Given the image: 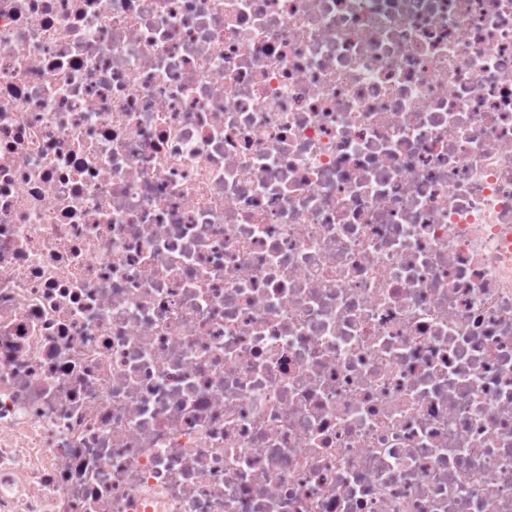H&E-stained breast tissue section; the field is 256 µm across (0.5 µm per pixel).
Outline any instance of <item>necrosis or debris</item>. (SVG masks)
I'll list each match as a JSON object with an SVG mask.
<instances>
[{"label": "necrosis or debris", "instance_id": "4bbe7bcc", "mask_svg": "<svg viewBox=\"0 0 512 512\" xmlns=\"http://www.w3.org/2000/svg\"><path fill=\"white\" fill-rule=\"evenodd\" d=\"M0 512H512V0H0Z\"/></svg>", "mask_w": 512, "mask_h": 512}]
</instances>
